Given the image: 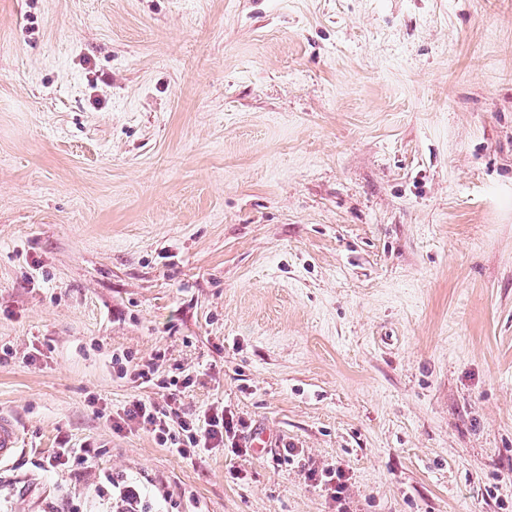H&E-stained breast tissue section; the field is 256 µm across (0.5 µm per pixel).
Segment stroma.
Here are the masks:
<instances>
[{"instance_id": "stroma-1", "label": "stroma", "mask_w": 512, "mask_h": 512, "mask_svg": "<svg viewBox=\"0 0 512 512\" xmlns=\"http://www.w3.org/2000/svg\"><path fill=\"white\" fill-rule=\"evenodd\" d=\"M0 411V512H512V0H0ZM167 394H162L164 402L160 404L151 400H131L124 409V423L138 424L155 435L156 440L167 448H173L180 455H189L196 448H219L224 446V438L231 441V448H241L248 424L234 415L230 410L203 411L202 414H183L173 407L177 402V394L170 387ZM177 418V431L170 428V421ZM21 448L20 432L13 418L0 413V464L11 461ZM307 482L321 488L336 503L337 512H353L349 495V477L341 465L328 466L320 470L308 468L304 472Z\"/></svg>"}]
</instances>
